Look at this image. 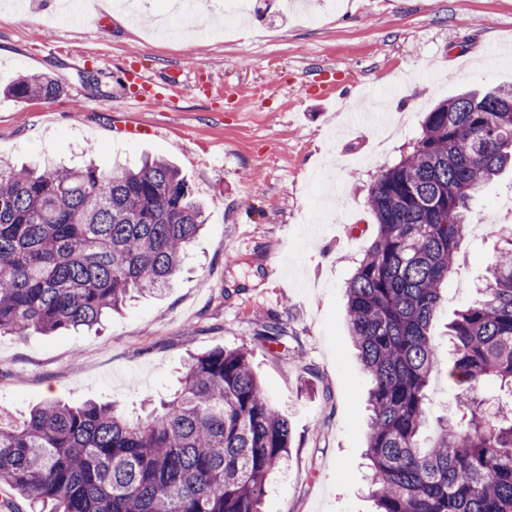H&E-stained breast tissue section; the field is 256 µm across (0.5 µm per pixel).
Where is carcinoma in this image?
I'll list each match as a JSON object with an SVG mask.
<instances>
[{
  "mask_svg": "<svg viewBox=\"0 0 512 512\" xmlns=\"http://www.w3.org/2000/svg\"><path fill=\"white\" fill-rule=\"evenodd\" d=\"M60 77L24 75L17 100H52ZM512 166V86L465 92L427 113L420 137L381 170L367 202L376 236L346 285L347 321L370 379L365 433L377 512H512V231L482 297L448 324L449 376L463 413L419 441L441 353L432 324L456 271L475 192ZM205 224L181 172L138 167L39 171L0 160V336L92 327L131 292L162 291ZM280 322L258 338L283 339ZM290 417L268 398L244 348L184 363L180 386L136 420L112 403L48 401L0 415V483L32 512H261L288 458Z\"/></svg>",
  "mask_w": 512,
  "mask_h": 512,
  "instance_id": "cac0c4a2",
  "label": "carcinoma"
}]
</instances>
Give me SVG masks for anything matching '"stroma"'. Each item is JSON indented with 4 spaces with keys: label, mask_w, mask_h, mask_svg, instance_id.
Returning <instances> with one entry per match:
<instances>
[{
    "label": "stroma",
    "mask_w": 512,
    "mask_h": 512,
    "mask_svg": "<svg viewBox=\"0 0 512 512\" xmlns=\"http://www.w3.org/2000/svg\"><path fill=\"white\" fill-rule=\"evenodd\" d=\"M200 0L212 19L154 37L104 11L63 19L55 0H0V157L73 166L181 169L207 224L158 295L131 301L99 330L0 337V408L21 415L56 399L113 401L130 416L176 386L190 355L249 350L293 439L262 512H373L364 491L366 394L346 322L345 286L375 237L367 189L420 137L427 112L471 88L512 85V0ZM249 24L253 33L243 36ZM150 75L153 91L131 81ZM61 75L52 101L4 88ZM339 101L322 100L324 91ZM512 172L475 193L458 270L433 322L477 296L512 226ZM287 335L270 349L265 318Z\"/></svg>",
    "instance_id": "obj_1"
}]
</instances>
